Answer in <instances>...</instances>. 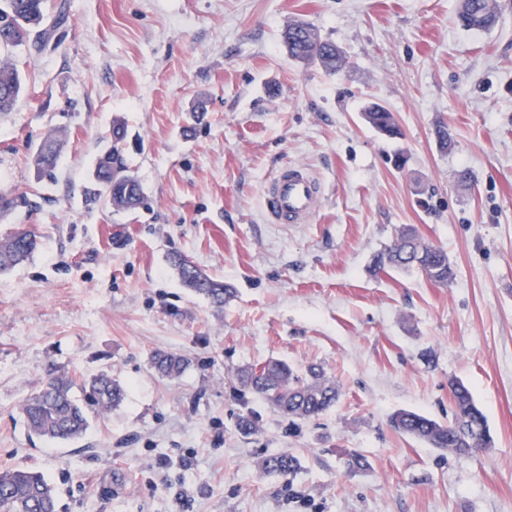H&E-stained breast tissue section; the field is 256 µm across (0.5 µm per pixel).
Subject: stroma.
Listing matches in <instances>:
<instances>
[{
    "instance_id": "stroma-1",
    "label": "stroma",
    "mask_w": 512,
    "mask_h": 512,
    "mask_svg": "<svg viewBox=\"0 0 512 512\" xmlns=\"http://www.w3.org/2000/svg\"><path fill=\"white\" fill-rule=\"evenodd\" d=\"M68 2L45 50L14 52L26 90L0 116V194L19 200L0 234L42 236L0 276V470L41 472L57 512H512V0L485 32L457 24V0ZM295 20L344 50L338 74L289 58ZM373 102L400 138L364 122ZM118 116L143 190L128 212L85 200ZM54 133L40 180L30 159ZM291 163L324 204L274 224L262 189ZM405 225L447 251L448 285L372 270ZM174 254L234 298L193 295ZM160 350L188 359L179 378L154 370ZM270 360L321 365L338 402L290 421L237 380ZM101 371L126 387L119 408L75 441L29 432L20 405L48 373ZM454 379L493 447L458 455L391 426L401 409L448 421ZM280 450L301 459L288 480L259 466ZM348 451L369 468L348 471Z\"/></svg>"
}]
</instances>
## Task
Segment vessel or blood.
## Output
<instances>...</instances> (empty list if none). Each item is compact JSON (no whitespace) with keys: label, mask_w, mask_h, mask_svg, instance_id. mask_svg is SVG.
I'll return each instance as SVG.
<instances>
[{"label":"vessel or blood","mask_w":512,"mask_h":512,"mask_svg":"<svg viewBox=\"0 0 512 512\" xmlns=\"http://www.w3.org/2000/svg\"><path fill=\"white\" fill-rule=\"evenodd\" d=\"M268 215L276 224H306L320 210L325 193L306 168L288 164L265 185Z\"/></svg>","instance_id":"vessel-or-blood-1"}]
</instances>
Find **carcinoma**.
Masks as SVG:
<instances>
[{
	"label": "carcinoma",
	"mask_w": 512,
	"mask_h": 512,
	"mask_svg": "<svg viewBox=\"0 0 512 512\" xmlns=\"http://www.w3.org/2000/svg\"><path fill=\"white\" fill-rule=\"evenodd\" d=\"M66 16V0H0V114L12 112L24 91L21 72L13 62L15 50L33 46L45 49L55 26ZM458 24L472 31L492 29L499 19L496 0H458ZM288 55L296 61H314L336 74L346 64L336 44L323 39L318 31L300 21L289 23L282 34ZM365 122L379 133L395 138L400 128L392 112L374 104L362 113ZM127 137L123 120L112 122V146L96 163L94 176L106 192L109 204L117 210L136 208L142 200L140 184L128 174V165L120 142ZM59 139L49 136L33 154L38 177L52 174ZM40 247V235L33 228L18 227L0 238V276L32 259ZM170 264L182 285L195 294L222 307L234 297V289L202 271L182 255L170 258ZM374 270H416L429 281L445 286L454 278L448 253L425 241L411 226L399 230L395 242L374 257ZM152 364L162 376L181 375L185 359L175 353L159 351ZM243 386L260 395L291 420L316 417L338 399L336 382L326 377L319 365L298 374L283 361H268L240 374ZM453 412L451 420L440 423L422 413L401 410L390 420L399 432L424 441L435 448L469 454L494 444L486 418L471 390L461 381L449 383ZM125 390L119 380L107 372L77 381L51 373L42 387L22 403L21 411L28 430L48 440H75L82 437L93 414L107 413L119 407ZM260 468L268 473L292 477L300 469L299 458L283 450L263 458ZM0 512H56L55 487L43 474L14 468L0 471Z\"/></svg>",
	"instance_id": "cac0c4a2"
}]
</instances>
